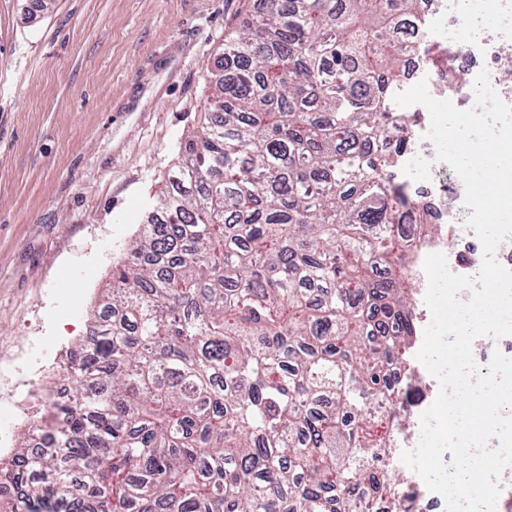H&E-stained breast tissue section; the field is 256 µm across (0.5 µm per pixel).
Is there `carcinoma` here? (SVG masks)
I'll use <instances>...</instances> for the list:
<instances>
[{
    "mask_svg": "<svg viewBox=\"0 0 512 512\" xmlns=\"http://www.w3.org/2000/svg\"><path fill=\"white\" fill-rule=\"evenodd\" d=\"M431 0H259L220 48L187 139L66 353L49 481L32 426L0 512H415L375 463L404 426L409 252L430 209L398 173L394 95Z\"/></svg>",
    "mask_w": 512,
    "mask_h": 512,
    "instance_id": "cac0c4a2",
    "label": "carcinoma"
}]
</instances>
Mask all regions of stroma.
Wrapping results in <instances>:
<instances>
[{
    "label": "stroma",
    "instance_id": "1",
    "mask_svg": "<svg viewBox=\"0 0 512 512\" xmlns=\"http://www.w3.org/2000/svg\"><path fill=\"white\" fill-rule=\"evenodd\" d=\"M255 2L0 0V457L50 426L65 354ZM403 177L436 189L456 174L413 150Z\"/></svg>",
    "mask_w": 512,
    "mask_h": 512
}]
</instances>
